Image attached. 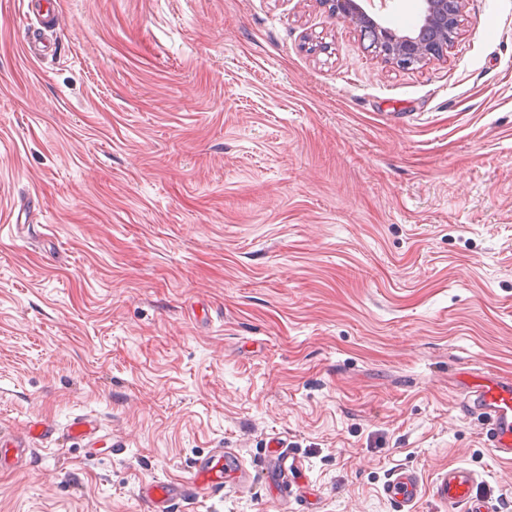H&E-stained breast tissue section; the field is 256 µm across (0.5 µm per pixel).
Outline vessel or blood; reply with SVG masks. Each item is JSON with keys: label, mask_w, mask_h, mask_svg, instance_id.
<instances>
[{"label": "vessel or blood", "mask_w": 512, "mask_h": 512, "mask_svg": "<svg viewBox=\"0 0 512 512\" xmlns=\"http://www.w3.org/2000/svg\"><path fill=\"white\" fill-rule=\"evenodd\" d=\"M465 404L480 417L490 448L500 458L512 459V379L493 374L476 375L466 394ZM224 468L211 464L196 471L186 482L152 481L141 486L139 494L151 512H166L169 502L191 499L198 486L213 493L224 489ZM422 492L418 475L410 470L397 472L386 488L387 495L405 506L414 505ZM433 497L451 507L452 512H485L487 500L476 492V477L465 467L441 473L432 485Z\"/></svg>", "instance_id": "vessel-or-blood-1"}]
</instances>
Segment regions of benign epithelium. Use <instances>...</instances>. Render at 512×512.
I'll use <instances>...</instances> for the list:
<instances>
[{
  "mask_svg": "<svg viewBox=\"0 0 512 512\" xmlns=\"http://www.w3.org/2000/svg\"><path fill=\"white\" fill-rule=\"evenodd\" d=\"M363 0H327L331 16L357 26L368 49L401 66L447 56L463 22V0H420L418 30L401 34L383 26L362 5Z\"/></svg>",
  "mask_w": 512,
  "mask_h": 512,
  "instance_id": "1",
  "label": "benign epithelium"
}]
</instances>
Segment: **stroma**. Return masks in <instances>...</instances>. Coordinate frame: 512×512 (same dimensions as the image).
Returning <instances> with one entry per match:
<instances>
[{
  "mask_svg": "<svg viewBox=\"0 0 512 512\" xmlns=\"http://www.w3.org/2000/svg\"><path fill=\"white\" fill-rule=\"evenodd\" d=\"M55 2L0 0V512H149L217 448L170 512H406L401 469L448 512L457 465L512 512L457 382L512 378V0L408 67L323 0ZM225 454H231L229 451L219 450L218 459H215L210 465L202 467L196 471L194 476L186 482L173 483L164 481H152L139 488V495L147 502L154 512H163L168 510V503L175 500H190L195 495V489L198 485H206L213 493L219 494L224 491V464L220 466ZM422 486L418 475L414 471L401 470L387 485V495L402 503L404 506H413L419 499Z\"/></svg>",
  "mask_w": 512,
  "mask_h": 512,
  "instance_id": "stroma-1",
  "label": "stroma"
}]
</instances>
